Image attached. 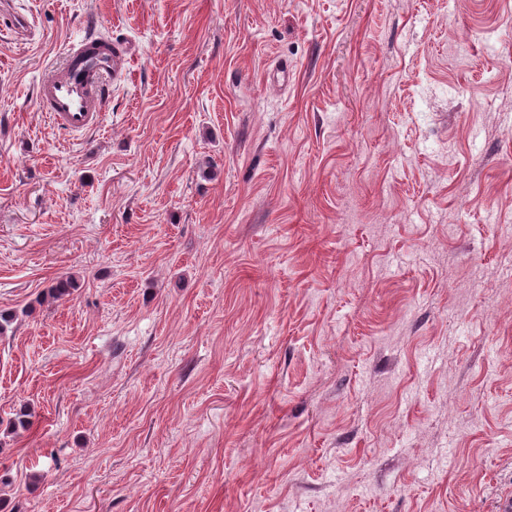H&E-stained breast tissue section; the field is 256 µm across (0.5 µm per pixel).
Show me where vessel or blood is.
I'll return each instance as SVG.
<instances>
[{"mask_svg":"<svg viewBox=\"0 0 512 512\" xmlns=\"http://www.w3.org/2000/svg\"><path fill=\"white\" fill-rule=\"evenodd\" d=\"M32 21L15 0H0V30L27 41ZM129 59L121 45L105 47L86 37L70 43L61 63L53 65L37 86L41 111L62 131L76 133L100 126L112 86L124 77Z\"/></svg>","mask_w":512,"mask_h":512,"instance_id":"vessel-or-blood-1","label":"vessel or blood"}]
</instances>
